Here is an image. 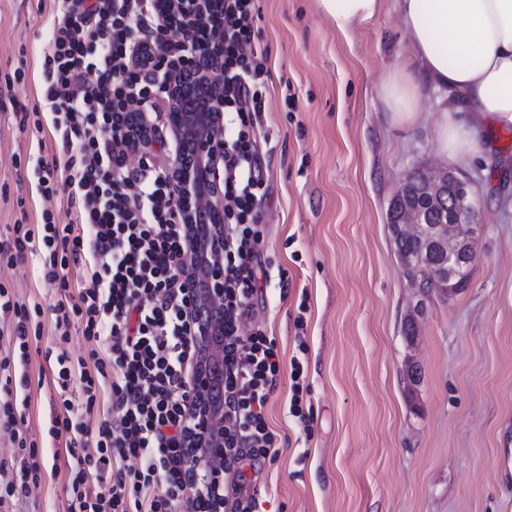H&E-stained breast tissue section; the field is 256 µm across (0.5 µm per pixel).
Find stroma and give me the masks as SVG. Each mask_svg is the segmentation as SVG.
I'll list each match as a JSON object with an SVG mask.
<instances>
[{"mask_svg":"<svg viewBox=\"0 0 512 512\" xmlns=\"http://www.w3.org/2000/svg\"><path fill=\"white\" fill-rule=\"evenodd\" d=\"M258 41L268 53L262 165L271 194L264 248L276 269L242 332L265 326L284 359L305 338L311 431L287 417L281 378L268 419L281 437L276 461L250 474L264 512H512V126L486 120L482 155L463 165L441 154L443 94L428 90L412 121L386 109L380 86L406 63L410 37L395 0L348 37L316 0H257ZM56 0H0V85L17 67L28 80L0 108V233L39 223L43 210L68 223L65 202L38 196L15 167L52 126L19 130L13 112L44 107L43 49ZM295 106H288L287 97ZM449 168L472 183L482 234L469 285L432 293L415 312L390 228L391 207L414 169ZM23 301L53 302L38 258L0 267ZM306 311H299V304ZM303 329H296V317ZM50 332L31 341V433L46 435L56 391ZM50 477L29 512H65V464L44 449Z\"/></svg>","mask_w":512,"mask_h":512,"instance_id":"35a3bbf8","label":"stroma"}]
</instances>
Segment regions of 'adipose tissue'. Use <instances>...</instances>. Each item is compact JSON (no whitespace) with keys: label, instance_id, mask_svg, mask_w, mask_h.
<instances>
[{"label":"adipose tissue","instance_id":"obj_1","mask_svg":"<svg viewBox=\"0 0 512 512\" xmlns=\"http://www.w3.org/2000/svg\"><path fill=\"white\" fill-rule=\"evenodd\" d=\"M332 29L349 36L374 18L383 0H317ZM410 55L421 71L399 66L381 86L387 109L413 119L423 88L447 90L451 100L437 142L461 161L478 155L486 119L512 126V0H396Z\"/></svg>","mask_w":512,"mask_h":512}]
</instances>
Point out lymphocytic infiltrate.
<instances>
[{"label":"lymphocytic infiltrate","mask_w":512,"mask_h":512,"mask_svg":"<svg viewBox=\"0 0 512 512\" xmlns=\"http://www.w3.org/2000/svg\"><path fill=\"white\" fill-rule=\"evenodd\" d=\"M254 0H222L216 73L232 135L219 151L224 172V376L207 392L224 411V512H260L247 492V468L274 461L279 440L266 407L281 374L289 376V416L311 429L304 366L282 362L264 327H240L270 279L262 256L268 196L258 132L266 97L267 54L256 46ZM200 31L183 0H62L43 53L47 113L19 112V129L51 122L61 134L52 159L38 160L34 188L66 194L72 221L43 212L37 224H13L0 236V264L43 258L42 279L60 294L51 310L55 337L79 326L87 354L56 356L52 369L58 413L51 442L68 459L69 512H204L212 489L200 476L211 460L189 459L193 404L190 377L201 364L194 333L212 310L186 286L204 277L189 268L190 238L180 194L168 173L172 70L195 64ZM142 106L140 119L128 111ZM140 146L147 160L132 167ZM82 264L87 280L70 293L67 271ZM41 304L18 302L0 283V415L12 427L16 471L0 483V505L28 499L44 479L39 444L17 430L13 394L30 384V341L40 335ZM79 380L71 392V380ZM90 441H81L83 433Z\"/></svg>","instance_id":"f902f5d3"}]
</instances>
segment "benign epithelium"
<instances>
[{
    "label": "benign epithelium",
    "instance_id": "benign-epithelium-1",
    "mask_svg": "<svg viewBox=\"0 0 512 512\" xmlns=\"http://www.w3.org/2000/svg\"><path fill=\"white\" fill-rule=\"evenodd\" d=\"M195 5L194 17L206 29L214 24L215 12L207 0H191ZM207 53H198L196 75L191 78L177 76L168 79L165 90L172 101L173 110L169 113L172 127L187 125L191 128V137L174 162L171 174L180 183L187 197L186 216L195 213L206 215V223L220 224L223 220L222 205L218 196L216 168L210 163L217 151L218 143L223 141L221 117L224 102L220 93L212 90L207 79L201 76ZM191 82L201 100L196 112L184 113L187 98L185 82ZM429 188L447 189L452 185L459 189V197L448 205V221L428 226L424 224L422 213L406 209L395 219L399 232L409 237L426 239L431 246L448 252V266L436 273L437 285L449 296L459 292L458 286L466 282L468 270L477 259V244L481 234V225L474 222V206L471 183L448 170L439 174H424ZM220 253L212 255L214 268L210 269L209 287L205 294L206 304L218 311L224 304V270L219 263ZM194 393L197 394V408L193 409L192 426L188 444L193 447L210 448L211 469L207 479L214 485H220L222 469L219 463L224 461V418L214 415L205 401L209 387L206 372L201 371L192 378Z\"/></svg>",
    "mask_w": 512,
    "mask_h": 512
}]
</instances>
